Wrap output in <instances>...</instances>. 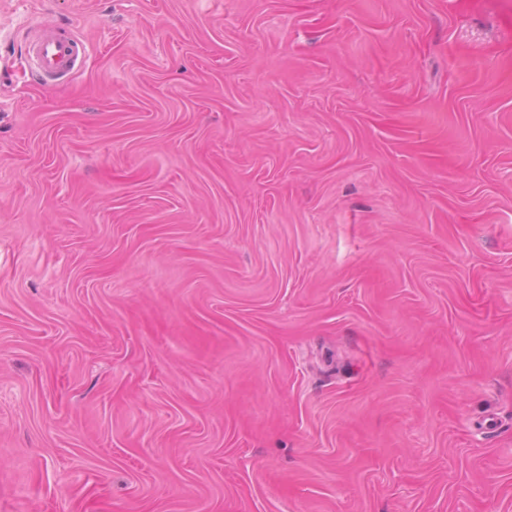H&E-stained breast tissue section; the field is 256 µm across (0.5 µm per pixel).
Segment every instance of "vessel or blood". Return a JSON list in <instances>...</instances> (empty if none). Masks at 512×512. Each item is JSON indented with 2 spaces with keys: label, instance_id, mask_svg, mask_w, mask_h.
<instances>
[{
  "label": "vessel or blood",
  "instance_id": "obj_1",
  "mask_svg": "<svg viewBox=\"0 0 512 512\" xmlns=\"http://www.w3.org/2000/svg\"><path fill=\"white\" fill-rule=\"evenodd\" d=\"M77 39L61 33L56 25L43 24L36 40L27 48L42 84H51L71 72L79 55Z\"/></svg>",
  "mask_w": 512,
  "mask_h": 512
}]
</instances>
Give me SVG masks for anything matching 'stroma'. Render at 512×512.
I'll return each mask as SVG.
<instances>
[{
  "label": "stroma",
  "mask_w": 512,
  "mask_h": 512,
  "mask_svg": "<svg viewBox=\"0 0 512 512\" xmlns=\"http://www.w3.org/2000/svg\"><path fill=\"white\" fill-rule=\"evenodd\" d=\"M0 512H512V0H0ZM40 34L27 48L34 70L43 85L71 72L84 46L77 39L65 35L54 24L44 23Z\"/></svg>",
  "instance_id": "1"
}]
</instances>
